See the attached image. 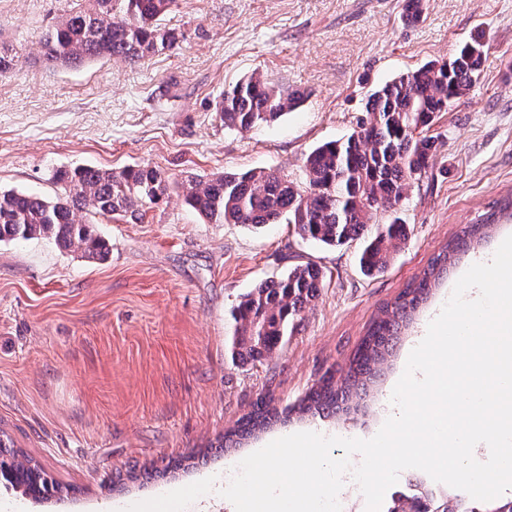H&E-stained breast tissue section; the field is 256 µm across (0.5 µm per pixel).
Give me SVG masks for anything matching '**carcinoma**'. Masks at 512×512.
Masks as SVG:
<instances>
[{
    "mask_svg": "<svg viewBox=\"0 0 512 512\" xmlns=\"http://www.w3.org/2000/svg\"><path fill=\"white\" fill-rule=\"evenodd\" d=\"M174 0H92L47 30L41 39L45 60L71 66L118 56L137 62L179 46V33L161 23ZM425 0H403L407 22H417ZM485 44L473 39L453 58L432 61L376 89L356 130L344 140L314 148L305 161L303 181L264 169L236 174L198 176L182 184L185 200L211 224L295 225L304 238L327 246L363 240L359 266L366 275L384 271L406 241L404 225L395 218L366 235L367 225L380 214L395 213L436 152L435 140L422 134L440 112L466 95L481 74ZM19 55L0 46V73L15 68ZM300 98L286 94L253 74L224 91L216 112L227 126L249 129L274 121L295 109ZM60 192L53 199L0 190V242L46 238L88 259L105 260L108 243L94 234L88 216H121L140 220L145 208L168 190V176L149 164L110 169L60 168L53 173ZM512 217V193L495 200L489 210L451 239L395 298L383 316L367 329L340 378L330 375L300 402L280 411L272 399L260 398L253 409L224 433V443L244 440L286 422L294 413L325 417L352 409L353 396L373 382L401 328L423 305L454 264V257L479 242L488 229ZM323 269L307 262L287 275L266 280L244 295L231 310L227 340L231 359L258 361L282 347L288 326L315 299ZM0 476L37 500L68 495L62 486L0 431ZM412 499L419 512H475L461 493L435 496L418 481Z\"/></svg>",
    "mask_w": 512,
    "mask_h": 512,
    "instance_id": "obj_1",
    "label": "carcinoma"
}]
</instances>
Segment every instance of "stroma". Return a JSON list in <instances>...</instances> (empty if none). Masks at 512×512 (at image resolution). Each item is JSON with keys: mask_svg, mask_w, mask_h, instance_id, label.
Segmentation results:
<instances>
[{"mask_svg": "<svg viewBox=\"0 0 512 512\" xmlns=\"http://www.w3.org/2000/svg\"><path fill=\"white\" fill-rule=\"evenodd\" d=\"M85 5L0 0V43L21 55L0 74V188L51 198L56 169L143 163L172 184L142 220L95 224L110 244L105 260L45 239L0 244V429L72 489L40 501L0 481V504L109 512L233 472L293 433L373 437L429 322L512 222L458 255L398 337L362 414L296 420L236 450L216 445L260 396L293 406L345 366L383 306L512 188V0H427L414 24L402 0H175L162 23L182 32L178 50L134 65L47 66L42 33ZM479 34L489 45L483 71L431 130L436 155L397 212L407 240L385 271L361 272L360 241L326 247L291 224H211L185 203L178 184L191 176L265 169L303 180L306 155L350 135L375 88ZM256 72L299 94V106L255 128L224 127L215 106L225 88ZM308 261L326 277L282 348L232 362V306ZM192 454L196 467L175 476L127 478L131 466L160 470Z\"/></svg>", "mask_w": 512, "mask_h": 512, "instance_id": "1", "label": "stroma"}]
</instances>
